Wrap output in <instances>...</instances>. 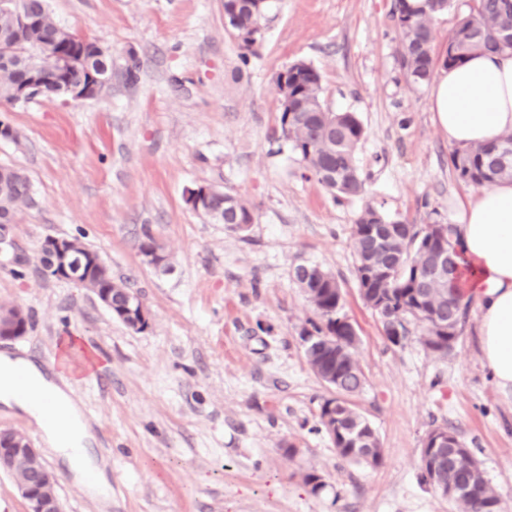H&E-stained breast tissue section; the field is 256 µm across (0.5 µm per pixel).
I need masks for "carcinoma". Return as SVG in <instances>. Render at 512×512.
I'll list each match as a JSON object with an SVG mask.
<instances>
[{"instance_id": "carcinoma-1", "label": "carcinoma", "mask_w": 512, "mask_h": 512, "mask_svg": "<svg viewBox=\"0 0 512 512\" xmlns=\"http://www.w3.org/2000/svg\"><path fill=\"white\" fill-rule=\"evenodd\" d=\"M23 0H0V55L34 57L42 47H49L46 57L70 55L83 48L75 32L58 25L44 9L35 24L15 22ZM450 0H425L414 9L407 0H395L392 17L398 30L397 62L408 82L415 86L429 84L436 65L459 66L479 52L512 51V0H471L469 12L448 35V53L434 54L433 17L447 10ZM268 4L256 0H224V19L250 50L262 37V20ZM288 108L281 109L282 135L305 168L336 198L364 195L365 188L356 163V149L365 129L351 112H332L323 100L322 77L310 63L299 61L286 69ZM19 73L0 62V98L12 99ZM86 78L82 69H68L61 82L46 87L41 95L66 97L64 87ZM504 151L512 152V134L496 142L455 149L451 162L458 178L473 187H489L503 178L512 179V165L495 167L492 159ZM34 204L32 184L20 169L0 166V215L15 218L18 211ZM224 223L243 232L254 223L253 211L233 195H224ZM447 224H409L385 215L372 204L359 212L352 227L356 255L355 273L360 295L382 319L384 335L394 345L396 337L406 338L407 318L423 329L421 342L430 353L445 357L458 342L467 304L456 287L454 271L432 262L439 248L440 234H449ZM294 279L314 307L318 320L302 328L305 358L317 376L336 378V396L320 407L319 424L338 454L348 460L377 466L383 454L369 422L354 408L348 397L360 392L364 373L355 355L356 342L349 340L339 354L325 347L324 338L348 336L343 316V295L336 278L318 266L306 274L294 269ZM78 285L96 296L109 294L127 300L137 295L124 283L113 281L112 274L98 266L85 268ZM387 299L380 306L381 299ZM434 431L446 433L454 447L440 455L439 467L448 485L456 486L450 496L462 512H502L499 493L485 478L477 458L457 434L445 427ZM44 463L39 457L13 471L19 484L42 487Z\"/></svg>"}]
</instances>
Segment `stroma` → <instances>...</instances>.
I'll return each instance as SVG.
<instances>
[{
    "instance_id": "35a3bbf8",
    "label": "stroma",
    "mask_w": 512,
    "mask_h": 512,
    "mask_svg": "<svg viewBox=\"0 0 512 512\" xmlns=\"http://www.w3.org/2000/svg\"><path fill=\"white\" fill-rule=\"evenodd\" d=\"M393 0H269L249 51L224 23V0H48L61 26L96 41L112 78L96 97L0 99V165L23 169L34 207L12 226L21 264L0 268V305L30 317L0 352L49 365L75 336L96 364L73 387L112 467L111 512H458L418 466L426 433L457 430L512 510V394L483 368L478 313L441 358L401 344L359 294L351 227L364 203L412 224L449 223L472 193L452 167L428 90L403 77ZM322 76L334 112L366 131L356 160L365 198L337 201L281 136L278 73L295 61ZM212 184L254 213L237 232L191 211L187 189ZM170 271L147 266L144 230ZM50 237L79 238L138 294L148 325L114 320L89 291L43 275ZM313 264L339 282L366 382L353 396L383 461L337 455L319 429L329 389L299 333L316 313L293 279ZM58 480L64 512H101L31 435ZM324 486L312 492L307 473Z\"/></svg>"
}]
</instances>
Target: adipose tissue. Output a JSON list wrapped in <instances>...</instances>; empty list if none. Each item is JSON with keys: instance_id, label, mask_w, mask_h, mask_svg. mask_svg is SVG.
Wrapping results in <instances>:
<instances>
[{"instance_id": "obj_1", "label": "adipose tissue", "mask_w": 512, "mask_h": 512, "mask_svg": "<svg viewBox=\"0 0 512 512\" xmlns=\"http://www.w3.org/2000/svg\"><path fill=\"white\" fill-rule=\"evenodd\" d=\"M429 104L450 146L491 143L512 133V52L476 53L462 66L440 70ZM453 240L463 257L456 285L479 314L482 363L501 390L512 392V179L469 196L453 223ZM0 404L35 421L74 481L111 503L109 463L94 456L92 430L55 374L31 360L1 356Z\"/></svg>"}]
</instances>
